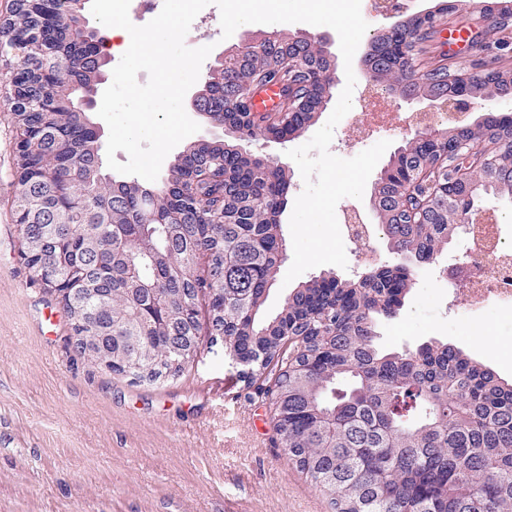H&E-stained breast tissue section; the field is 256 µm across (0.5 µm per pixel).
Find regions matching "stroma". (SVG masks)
<instances>
[{"mask_svg":"<svg viewBox=\"0 0 512 512\" xmlns=\"http://www.w3.org/2000/svg\"><path fill=\"white\" fill-rule=\"evenodd\" d=\"M223 38L220 12L205 7L185 44L216 56L259 33ZM357 79L352 108L329 150L349 159L379 141L399 148L415 132L414 109L392 98L365 115ZM19 129L0 112V512H333L306 473L289 462L268 399L248 393L224 346L203 337L179 375L156 382L91 364L74 346L72 317L21 258L14 200ZM371 260L346 244L351 278L400 264L382 232ZM466 241L454 236L428 263L414 265L397 317L380 318L386 353L438 340L512 381V310L466 304L449 275Z\"/></svg>","mask_w":512,"mask_h":512,"instance_id":"1","label":"stroma"}]
</instances>
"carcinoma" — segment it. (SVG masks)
Segmentation results:
<instances>
[{
    "label": "carcinoma",
    "instance_id": "carcinoma-1",
    "mask_svg": "<svg viewBox=\"0 0 512 512\" xmlns=\"http://www.w3.org/2000/svg\"><path fill=\"white\" fill-rule=\"evenodd\" d=\"M490 20L486 34L512 29V10L488 0H465ZM67 25L53 47L66 61L52 64L48 83L34 91L39 108L66 97L70 108L49 117L47 143L72 136L81 126L82 100L109 63L84 47L71 0H58ZM434 33L411 16L373 37L368 67L377 79L405 95L446 97L463 91L474 100L512 93V79L458 82L446 55L426 56ZM334 60L311 36L286 29L224 55L219 84L201 87L210 118L230 121L232 138L207 145L191 142L159 184L105 182L89 165L91 145L82 139L50 153L64 172L81 167L86 180L60 182L53 206L78 195L71 233L48 239L69 252L57 274L87 272L92 288L83 316L95 338L88 359L101 363L124 352L137 356L146 338L153 359L176 360L174 374L193 359L201 337L224 336V352L242 367L239 377L270 396L273 420L288 460L329 498L334 512H512V383L461 349L434 342L403 353H384L374 343L377 319L394 317L411 287L408 265L377 266L356 279L334 272L301 285L272 319L262 317L267 291L283 253L279 216L286 206L289 170L238 149L259 135L293 138L323 107L333 82ZM280 87L275 109H253L256 91ZM398 148L377 178L372 208L390 247L405 259L430 261L448 246L466 220L465 192L424 217L401 209L400 186L390 172L427 171L426 192L438 193L460 162L444 153L448 141L472 142L505 160L484 184L487 195L512 197V116L489 113L475 128L427 131ZM98 240L88 253L83 239ZM193 305L192 321L171 318Z\"/></svg>",
    "mask_w": 512,
    "mask_h": 512
}]
</instances>
